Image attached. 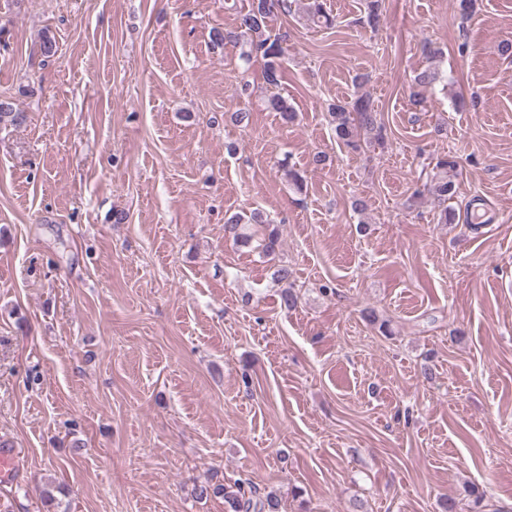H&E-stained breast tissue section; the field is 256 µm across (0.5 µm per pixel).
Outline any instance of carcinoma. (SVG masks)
I'll return each instance as SVG.
<instances>
[{"label": "carcinoma", "mask_w": 512, "mask_h": 512, "mask_svg": "<svg viewBox=\"0 0 512 512\" xmlns=\"http://www.w3.org/2000/svg\"><path fill=\"white\" fill-rule=\"evenodd\" d=\"M292 8L290 0H252L251 9L240 16L239 25L234 31H213L216 44H237L243 38L247 39L250 51L261 55L265 60V78L268 84L276 85L279 82L282 60L285 49L280 41L266 35L268 19L278 13L289 11ZM304 12L313 20L329 22L322 0H306L303 3ZM268 109L281 113L285 119H292V108L288 101L279 96L272 95L267 101ZM331 121L334 124L336 137L346 145L355 146L361 133L376 134V140H381L378 133L377 112L371 99L367 96L357 97L352 104H335L330 108ZM9 120L18 125L26 120V115L14 110L12 102L0 99V122ZM437 172L430 181L429 192L437 201L440 210V221L443 224L455 220L454 211L448 209L445 203L455 192V177L457 162L448 157L436 164ZM224 497L227 512H281V500L277 494L267 491L260 493L256 488L246 482L238 481L230 486L223 484L202 485L197 488L198 498L209 495Z\"/></svg>", "instance_id": "carcinoma-1"}]
</instances>
